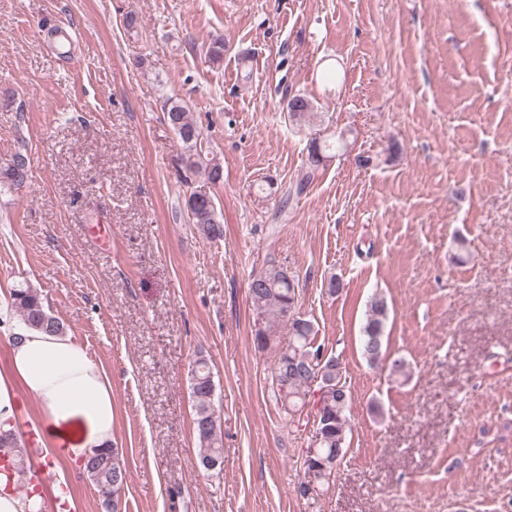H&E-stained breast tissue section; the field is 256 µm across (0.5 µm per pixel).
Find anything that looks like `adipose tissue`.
I'll use <instances>...</instances> for the list:
<instances>
[{
    "label": "adipose tissue",
    "mask_w": 512,
    "mask_h": 512,
    "mask_svg": "<svg viewBox=\"0 0 512 512\" xmlns=\"http://www.w3.org/2000/svg\"><path fill=\"white\" fill-rule=\"evenodd\" d=\"M9 368L0 372V424L15 413V389L40 402L46 445L63 448L82 465L111 447L114 423L112 384L105 371L71 337L25 328L8 337Z\"/></svg>",
    "instance_id": "adipose-tissue-1"
}]
</instances>
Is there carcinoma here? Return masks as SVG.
Segmentation results:
<instances>
[{"instance_id": "obj_1", "label": "carcinoma", "mask_w": 512, "mask_h": 512, "mask_svg": "<svg viewBox=\"0 0 512 512\" xmlns=\"http://www.w3.org/2000/svg\"><path fill=\"white\" fill-rule=\"evenodd\" d=\"M168 122L187 149L186 167L208 169V177L214 182L223 176L221 163L214 157L202 155L201 130L190 118L185 107L169 100L167 107ZM346 147L342 137H329L323 142L311 141L307 148V160L323 159L333 156V152ZM29 169L27 156L18 152L9 159L0 160V184L16 186L19 184L18 171ZM190 223L200 234L210 241L224 237V227L218 220L214 202L204 193L195 192L186 202ZM296 283L288 280V270L271 260L266 268L256 274L249 284V293L253 307L263 316L262 329L254 332V345L263 351L275 345L271 329L280 324H288L291 340L288 346L277 348L274 366L271 371V387L276 402L281 404L285 415L292 416L311 398L308 380L303 371L318 367L323 377L337 384L342 383L343 368L339 367V358L324 354L322 345L316 343L318 330L314 323L303 317L298 308ZM12 307L19 316L22 327L41 330L50 334H65L64 323L47 310L38 294L32 288L12 290ZM389 316L387 299L375 295L370 300L362 328L361 352L371 365L389 363L390 373L401 377L408 376V366L401 357L389 356L388 337L385 336ZM215 390L213 372L203 357L196 359L190 371V396L193 402V426L199 440L198 457L201 466L207 470L222 471L224 466V448L222 444L221 423L215 408ZM350 393L338 403L331 400L325 405L320 418L321 440L315 448V454L305 456L304 474L311 472L319 476L321 485L334 476L344 456L337 454V442H343V448L349 447L347 441L348 418L346 415ZM0 452L9 455L11 467L0 473L7 482L13 475L27 476L25 451L21 441L13 430H0ZM83 474L92 483L102 500L105 512H122L123 498L127 487V469L119 456V450L109 447L98 451L84 462Z\"/></svg>"}]
</instances>
